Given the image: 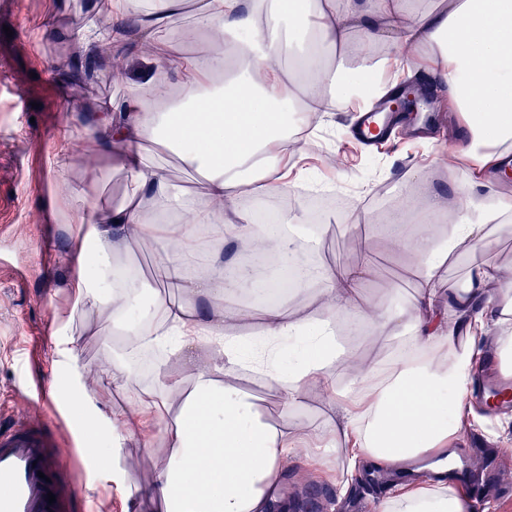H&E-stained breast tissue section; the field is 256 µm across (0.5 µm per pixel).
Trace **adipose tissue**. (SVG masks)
Returning <instances> with one entry per match:
<instances>
[{
	"label": "adipose tissue",
	"mask_w": 512,
	"mask_h": 512,
	"mask_svg": "<svg viewBox=\"0 0 512 512\" xmlns=\"http://www.w3.org/2000/svg\"><path fill=\"white\" fill-rule=\"evenodd\" d=\"M186 8L194 24L177 29ZM107 10L106 26L96 12L86 14L74 51L105 67L135 51L145 66L138 80L120 76L121 97L88 105L84 124L62 125L54 157L63 159L65 143L82 138L89 156L112 159L136 190L106 204L90 170L81 182L56 176L49 204L68 224L66 288L76 305L109 314L123 339L122 354L94 376L137 390L105 421L90 411L88 388L62 393L82 419L86 453L120 478L125 443L137 438L152 448V429L161 427L156 446L165 462L144 485L158 512H269L291 459L316 467L341 453L353 470L367 460L396 467L445 455L470 408L479 341L492 337L502 366L512 367V272L478 265L460 285L437 278L439 258L487 245V224L512 215L504 177L512 164V0H444L436 9L414 0H155L147 11L141 0H108ZM174 33L204 38L207 52L173 54ZM299 35L315 44L300 74L278 65L295 53ZM381 68L446 85L448 109L469 132L445 157L460 192L407 196L384 219L387 251L422 266L415 296L398 307L361 301L363 264L304 276L298 288L313 298L299 309L239 304L261 272L224 261L225 250L255 246L286 268L301 255L293 213H281L274 227L255 224L240 217L241 203L295 187L286 159L300 132L349 101L353 85H372L376 98L393 93L377 78ZM145 143L200 173L198 189L187 193L166 162L141 154ZM462 156L474 170L461 172ZM446 213L455 229L445 240L431 227ZM155 243L163 247L157 276L179 299L157 290L143 299L145 281L120 261L123 252ZM340 322L366 342L386 336L393 344L375 358L357 347L331 350ZM154 346L194 364L189 389L165 373L157 385L138 387L132 357ZM204 346L210 360L195 365ZM248 361L267 364L265 382L285 408L280 423L265 421L249 396L228 385ZM311 390L341 413L342 425L311 428L294 417ZM470 510L466 493L441 486L378 505V512Z\"/></svg>",
	"instance_id": "obj_1"
}]
</instances>
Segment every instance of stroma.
I'll return each instance as SVG.
<instances>
[{"instance_id": "35a3bbf8", "label": "stroma", "mask_w": 512, "mask_h": 512, "mask_svg": "<svg viewBox=\"0 0 512 512\" xmlns=\"http://www.w3.org/2000/svg\"><path fill=\"white\" fill-rule=\"evenodd\" d=\"M82 0H0V424L8 423L29 399L24 380L42 385L41 405L56 426L60 452L72 470L80 497L91 512H124L138 499L143 476L159 465L158 455L127 442L135 464L113 484L84 451L87 438L74 412L57 403L53 385L78 383L85 369L111 361L121 338L102 328L108 316L75 306L64 286L65 232L47 218V203L54 187L53 144L62 115L80 118L90 101L120 97L124 86L110 78L87 83L73 77L69 64V36L83 19ZM348 124L330 112L316 130L312 149L297 153L291 163L307 171L311 180L331 185L332 197L344 203L341 213L319 224L316 258L325 265L355 266L371 253V273L364 299L383 298L394 306L414 296L420 268L410 258L385 250L366 223L340 222V214L377 212L372 191L386 186L391 197L407 191L447 190L448 172L442 166L449 147L465 131L451 113L441 117L436 140L412 145L395 138L386 153L358 152L344 170L325 172L314 163L315 153L329 154L345 147ZM490 250L456 252L440 268L441 283L459 282L477 263L512 269V218L490 227ZM490 447L482 479L488 495L475 512H512V481L497 477L499 464L512 462V417L494 426L475 421L459 431L453 449L461 461L474 455L473 437ZM315 484H305L309 470L293 463L281 478L283 494L301 490L314 502L336 501L339 512L347 503L364 502L377 508L390 494L393 475L381 474L368 482L354 473L347 490L338 486L339 464L329 460Z\"/></svg>"}]
</instances>
